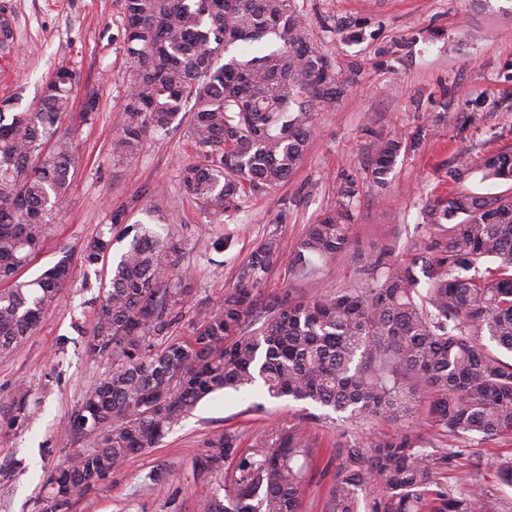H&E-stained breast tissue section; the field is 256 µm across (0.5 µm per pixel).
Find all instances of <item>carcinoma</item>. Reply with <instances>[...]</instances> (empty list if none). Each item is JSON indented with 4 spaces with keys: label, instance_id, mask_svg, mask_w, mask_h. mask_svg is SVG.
<instances>
[{
    "label": "carcinoma",
    "instance_id": "carcinoma-1",
    "mask_svg": "<svg viewBox=\"0 0 512 512\" xmlns=\"http://www.w3.org/2000/svg\"><path fill=\"white\" fill-rule=\"evenodd\" d=\"M123 43L131 77L112 155L134 158L150 131L166 133L189 115L205 163L185 168L184 192L213 215L288 182L315 133L311 108L339 95L330 61L312 43L295 0H124ZM272 35L279 47L240 60L239 42ZM0 16V49L12 47ZM76 74L59 69L40 102L0 99V355L30 336L70 281L63 257L31 280L17 272L33 260L49 217L64 202L74 164L72 105ZM415 141L381 137L372 171L384 187L396 159ZM486 180H512V154L481 159ZM349 180L336 208L288 245L270 236L250 253L248 278L207 312L194 334L146 349L168 322L167 285L187 274L177 247L138 222L112 264L109 288L95 298L92 358L112 372L89 387L69 421L93 438L47 480L43 512H70L74 497L154 447L205 397L258 387L370 431L333 445L340 459L325 512H486L484 492L441 482L448 455L429 451L428 430L457 441L512 442V196L460 194L425 211L437 233L426 254L370 262L356 286L258 308L253 289L287 255L288 278L312 279L351 245ZM99 235L83 259L111 250ZM314 415L269 435L273 451L240 457L224 495L208 491V512H301L305 484L322 457ZM404 422L392 432L381 423ZM241 437L226 427L207 438L200 468L219 472Z\"/></svg>",
    "mask_w": 512,
    "mask_h": 512
}]
</instances>
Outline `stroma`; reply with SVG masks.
<instances>
[{
    "label": "stroma",
    "mask_w": 512,
    "mask_h": 512,
    "mask_svg": "<svg viewBox=\"0 0 512 512\" xmlns=\"http://www.w3.org/2000/svg\"><path fill=\"white\" fill-rule=\"evenodd\" d=\"M314 45L328 58L344 92L334 106L314 108L316 133L288 183L250 197L243 209L215 219L182 188V171L203 156L187 125L148 134L134 159L111 152L116 116L130 69L123 44L124 0H0L16 37L0 52V98L35 106L58 69L76 72L74 112L86 93L97 110L74 122L75 167L64 207L52 214L44 246L23 277L61 258L71 283L59 305L11 353L0 356V512H42L47 478L67 455L90 447L89 437L67 431L82 396L112 369V361L85 352L96 323L93 300L109 280L103 265H87L82 250L94 237L112 238L110 259L129 244V224L163 216L189 273L172 281L177 303L171 323L152 334V350L192 336L205 312L244 284L254 247L275 235L293 241L336 205V188L355 181L349 252L321 266L314 281H289L279 261L256 290L263 301L328 293L361 281L388 248L409 255L425 249L435 229L422 214L458 194L512 195V182L483 179L482 157L512 151V0H296ZM418 139L400 154L386 187L371 176L377 138ZM464 169L449 180V167ZM125 212L126 224L112 221ZM25 400L29 418L13 426L12 407ZM302 414L301 404L264 400L255 391L216 393L203 399L155 446L77 497L72 512H207V490L224 485L236 464L195 475L193 462L208 436L228 426L244 436L242 451L277 423ZM448 461L449 484L481 487L492 512H512V488L494 463L512 457V444L459 442ZM161 473L155 488L144 476Z\"/></svg>",
    "instance_id": "1"
}]
</instances>
